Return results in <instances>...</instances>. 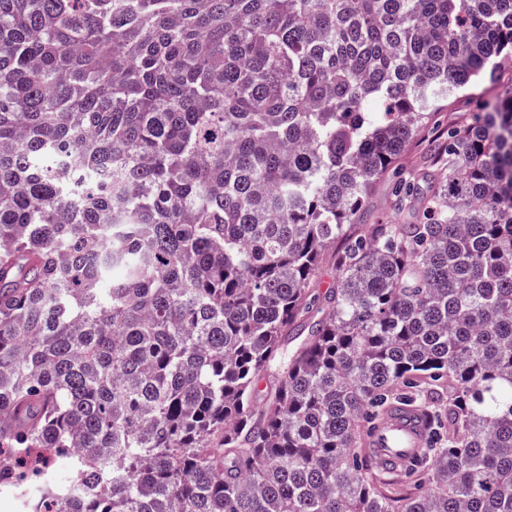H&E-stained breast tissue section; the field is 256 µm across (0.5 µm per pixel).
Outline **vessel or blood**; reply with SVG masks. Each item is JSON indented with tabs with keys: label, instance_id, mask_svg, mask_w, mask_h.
I'll return each mask as SVG.
<instances>
[{
	"label": "vessel or blood",
	"instance_id": "obj_1",
	"mask_svg": "<svg viewBox=\"0 0 512 512\" xmlns=\"http://www.w3.org/2000/svg\"><path fill=\"white\" fill-rule=\"evenodd\" d=\"M424 429L419 415L406 406L394 408L366 439V445L380 457L391 455L412 456L420 447Z\"/></svg>",
	"mask_w": 512,
	"mask_h": 512
}]
</instances>
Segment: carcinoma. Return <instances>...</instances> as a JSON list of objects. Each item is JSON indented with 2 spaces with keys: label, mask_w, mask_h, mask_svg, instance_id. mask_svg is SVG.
<instances>
[{
  "label": "carcinoma",
  "mask_w": 512,
  "mask_h": 512,
  "mask_svg": "<svg viewBox=\"0 0 512 512\" xmlns=\"http://www.w3.org/2000/svg\"><path fill=\"white\" fill-rule=\"evenodd\" d=\"M505 58L512 0H0V491L81 448L28 512H512ZM476 106V101L465 93H459L448 101V106L440 111L434 118L436 124H445L451 116H458L464 112H471ZM394 182L395 178L390 173L387 177L375 183L367 203L368 223L393 219L392 188ZM424 429L419 415L410 407L394 408L372 434L366 438V445L380 457L391 455L412 456L420 448Z\"/></svg>",
  "instance_id": "obj_1"
}]
</instances>
